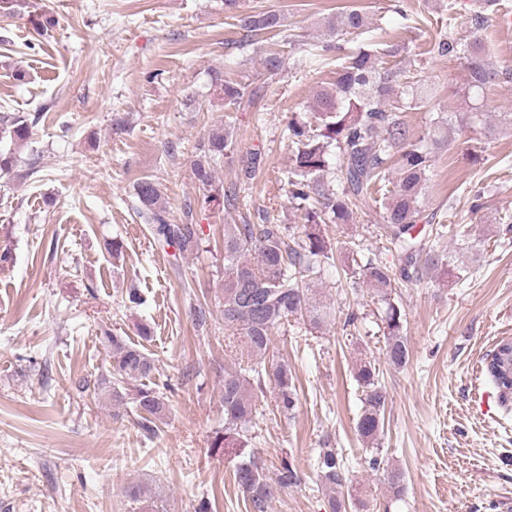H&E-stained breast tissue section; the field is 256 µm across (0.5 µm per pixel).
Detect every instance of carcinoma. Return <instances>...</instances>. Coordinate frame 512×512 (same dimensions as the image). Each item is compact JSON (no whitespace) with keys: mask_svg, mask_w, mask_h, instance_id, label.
<instances>
[{"mask_svg":"<svg viewBox=\"0 0 512 512\" xmlns=\"http://www.w3.org/2000/svg\"><path fill=\"white\" fill-rule=\"evenodd\" d=\"M500 10L501 0H474L468 17L473 39L465 46L456 37L455 0H448V20L440 21L439 33L429 45L428 54L433 58L465 57L470 94L512 74L500 69L482 51L478 36L488 15ZM238 22L252 37L259 31L281 26L282 20L279 13L270 10L241 16ZM325 26L336 38V44L313 45L297 65L334 50L341 54L336 83L316 94L310 111L299 113L288 122V138L294 147L286 176L288 199L300 211L302 224L224 225L220 314L224 330L242 339L250 359L224 370V430L215 432L211 447L223 449L224 456L235 461L234 480L249 512H270L272 503L283 492L302 482L301 469L293 458H281L271 471L261 457L245 452L258 395L265 392L266 382H273L278 414L291 416L298 402L288 364L278 363L271 371L266 365L275 333L292 323L319 329L333 320L335 308L314 298L311 284L321 279L326 264L336 253L345 251L351 255L352 264L344 273L352 278V285L366 283L382 305L388 361L395 367L404 366L409 345L403 333L404 311L392 297L395 280L412 282L432 271L448 273V256L439 250V243L448 236L447 224L435 225L428 234L418 227L424 211V185L434 168L435 155L448 145L460 124L481 137L496 133V125L484 119L482 112H450L446 118L430 119L425 131L413 133L402 120L400 110L408 103L433 100L434 91L425 79L412 80L403 70L379 66V54L394 57L400 54L401 47L379 49L372 35V22L358 8L337 10L325 18ZM217 94L229 105L253 96L245 85L232 80L220 84ZM32 125L24 115L1 114L0 142L27 141ZM235 144L230 120L224 122L223 132L213 133L199 144L193 174L206 190L203 203L221 205L236 198L241 185L255 179L260 159L252 154L243 160L239 185L226 188L216 183L217 166ZM379 185L385 187L381 200L384 224L379 229L394 247L399 263L396 273L365 254L361 243L352 239L334 242L322 231L328 224L353 223L354 209L370 198ZM135 195L136 213L150 225L158 243L175 247L181 254L200 249L197 225L169 223L161 192L152 180H139ZM190 312L197 327L208 326L212 311L207 302L192 304ZM102 340L112 354V371L92 382L83 381L81 391L105 389L118 401L132 400L142 427L153 430L152 424L166 414L164 390L168 384L156 381L157 368L140 346L109 330ZM485 373L501 397L512 395V340L498 343L485 362ZM356 381L362 392L357 431L370 445V469L378 471L386 466V460L382 450L372 444L382 429L387 397L371 362L360 364ZM316 465L321 482L332 492L326 512H350L357 507L342 491L347 477L337 449H320Z\"/></svg>","mask_w":512,"mask_h":512,"instance_id":"cac0c4a2","label":"carcinoma"}]
</instances>
